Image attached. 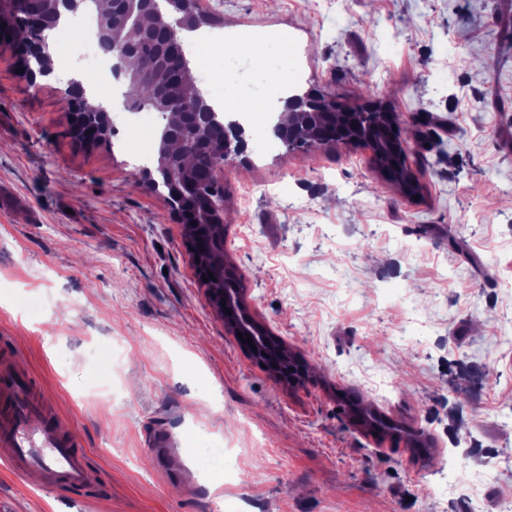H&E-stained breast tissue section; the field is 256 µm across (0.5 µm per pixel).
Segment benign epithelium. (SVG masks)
Listing matches in <instances>:
<instances>
[{
	"label": "benign epithelium",
	"mask_w": 512,
	"mask_h": 512,
	"mask_svg": "<svg viewBox=\"0 0 512 512\" xmlns=\"http://www.w3.org/2000/svg\"><path fill=\"white\" fill-rule=\"evenodd\" d=\"M25 0H0V11L8 8L11 13L10 25L0 28L1 34H13V43L23 60L24 73L31 84L37 79L48 77L54 71L52 56L53 36L59 25L61 11L77 13L82 0H56V18L48 19L29 11L24 6ZM170 9L167 14L157 10L155 0H112L109 27L99 29V39L105 40L109 34L125 31L127 46L118 53L112 54V77L120 82L126 80L128 68L126 63L138 58L134 40L143 33L154 28L163 27L171 35L170 52L176 61V86L168 90H159L151 96L149 103L153 111L169 114L168 123L160 128L158 143V165L153 168H140L139 181L142 186L150 189L159 180L156 169H168L169 176L177 178L171 182V191L167 197L168 205L173 214L183 226L187 247L191 248L190 256L197 272H202L206 266H213L214 273L224 278V289L214 294L208 288L207 282L202 286L215 302L219 316L233 336L238 333L249 334L257 353L253 357L263 364H268L275 352L274 337L266 324L258 320L256 312L249 307L245 299V289L239 287L237 271L224 260V238L208 239L209 229L215 225L224 224V206H219L210 196L200 193L188 176L186 166L174 167L171 164L170 145L176 142L172 130L183 125L187 110L199 127L204 151L213 161L211 168L212 182L224 184V167L234 163L247 152L245 128L240 122L215 109L200 93L190 95L180 84L188 82V71L181 46L177 39L183 30L196 28L197 0H169ZM72 107L80 116L75 132L78 138L86 144L100 141L104 133L112 126L111 109L103 104L90 106L84 98L81 88L70 90ZM285 110L294 113L297 121L288 125L279 122L274 125L273 133L281 140H291L302 134L311 116L318 118L337 114L344 118L353 115L360 116L363 112L373 113V120L366 126L355 122V132L335 141L337 145L353 146L363 144L369 146L373 153L375 168L381 173H387V167L397 165L404 174V194L408 197L419 194L421 186L414 173L408 157V143L393 130L397 126V113L381 99L366 102L354 111H343L335 101L327 95L308 90L294 93L284 102ZM93 112L97 124L90 125L83 116ZM226 304H221V301Z\"/></svg>",
	"instance_id": "benign-epithelium-1"
}]
</instances>
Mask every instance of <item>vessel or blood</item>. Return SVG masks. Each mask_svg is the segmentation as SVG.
<instances>
[{"label": "vessel or blood", "instance_id": "obj_1", "mask_svg": "<svg viewBox=\"0 0 512 512\" xmlns=\"http://www.w3.org/2000/svg\"><path fill=\"white\" fill-rule=\"evenodd\" d=\"M0 464L12 472L39 471L46 484L70 491L86 486V453L80 437L61 431L46 399L33 395L27 376L15 365L0 362Z\"/></svg>", "mask_w": 512, "mask_h": 512}]
</instances>
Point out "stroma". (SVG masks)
Masks as SVG:
<instances>
[{
	"mask_svg": "<svg viewBox=\"0 0 512 512\" xmlns=\"http://www.w3.org/2000/svg\"><path fill=\"white\" fill-rule=\"evenodd\" d=\"M223 2L225 30L260 28L265 77L294 28L298 91L393 107L422 191L365 147L271 151L249 128L224 170V257L310 372L284 383L227 332L121 135L75 136L62 62L93 64L83 31L58 32L36 85L0 48V353L88 461L79 493L0 467V512H496L512 496V0ZM454 440L479 484L441 502Z\"/></svg>",
	"mask_w": 512,
	"mask_h": 512,
	"instance_id": "1",
	"label": "stroma"
}]
</instances>
